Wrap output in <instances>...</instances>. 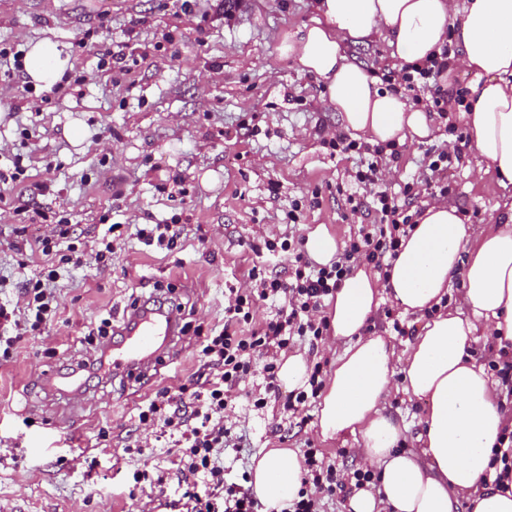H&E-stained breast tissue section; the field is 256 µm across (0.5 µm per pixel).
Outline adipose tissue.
<instances>
[{"label":"adipose tissue","instance_id":"obj_1","mask_svg":"<svg viewBox=\"0 0 512 512\" xmlns=\"http://www.w3.org/2000/svg\"><path fill=\"white\" fill-rule=\"evenodd\" d=\"M383 39L392 57L418 62L455 40L459 62L474 74L460 117L470 150L499 182L512 183V0H317L310 24L285 36L280 50L324 81L345 130L378 144L424 138L427 112L401 94L379 89L348 46ZM68 66L56 44H31L23 70L35 85L59 83ZM461 275L456 308L443 309L453 275ZM402 313L432 310L409 344L402 369L396 352L372 330L383 300ZM329 328L345 348L321 393L323 440L353 437L374 481L355 490L348 512H512V487L498 488L495 458L508 422L483 365L470 353L479 327L512 342V204L490 224L466 223L459 209L429 203L387 275L363 266L328 301ZM406 394L423 400L417 450L405 449L408 426L383 406L395 374ZM249 484L267 506L297 499L302 467L293 451L271 448L255 459Z\"/></svg>","mask_w":512,"mask_h":512}]
</instances>
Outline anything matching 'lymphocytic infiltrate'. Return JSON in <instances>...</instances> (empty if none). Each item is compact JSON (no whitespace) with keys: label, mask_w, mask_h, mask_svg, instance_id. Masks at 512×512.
<instances>
[{"label":"lymphocytic infiltrate","mask_w":512,"mask_h":512,"mask_svg":"<svg viewBox=\"0 0 512 512\" xmlns=\"http://www.w3.org/2000/svg\"><path fill=\"white\" fill-rule=\"evenodd\" d=\"M452 52L451 45H442L422 61L387 72L384 79L404 91L426 93L427 110L446 118L448 135L462 143L466 134L449 122L447 115L465 104L466 92L460 88L448 91L441 83L453 62ZM328 146L335 153L360 156L355 179L373 186L369 207L379 214L380 221L361 225L357 237L350 240L336 260L323 266L312 264L303 252L294 251L290 238L285 236H260L249 242V249L257 254L273 258L293 254L287 279L267 274L257 265L249 269V287L230 291L222 329L199 339V356L206 369L203 378L181 385L175 392L158 390L138 413L141 425L157 426L169 434L173 446L180 451L182 475L203 479L209 486L207 493H192L186 501L170 502L171 512H269L242 481L230 482L225 478L227 467L222 455L227 449H239L241 443L240 437L234 436L226 425L228 410L242 397L251 400L255 408L264 407L268 393L278 390L279 352L297 338L313 343L320 340L328 328L321 314L325 299L336 293L358 263L371 264L380 272L389 268L400 252L403 237L415 226L409 212L412 201L418 197L414 182H406L397 196L379 185V160L384 156L398 159L396 143L370 149L339 134L329 139ZM69 235V229L62 227L56 238L34 239V247L49 256L51 264L38 277L23 281L24 328L6 338L7 348H14L25 333L41 330L55 314V288L60 272L79 266L83 258L77 247L69 243ZM59 239L66 241V248H56ZM262 301L277 303L278 308L272 318L258 324L254 314ZM257 372L263 375L264 392L245 391L244 379ZM350 478L360 488L373 482L374 474L357 469L351 476H341L335 466L318 458L316 449H306L299 498L281 512H320L321 495H335Z\"/></svg>","instance_id":"f902f5d3"}]
</instances>
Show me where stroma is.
<instances>
[{
	"mask_svg": "<svg viewBox=\"0 0 512 512\" xmlns=\"http://www.w3.org/2000/svg\"><path fill=\"white\" fill-rule=\"evenodd\" d=\"M314 14L313 0H0V48L24 51L48 38L71 63L67 80L50 89L32 88L20 72L0 75V171L17 157L24 168L18 183L0 186L5 289L14 293L40 271V254L22 245L55 225H69L88 254L60 280L51 326L0 359V512H169L166 500L187 489L179 458L157 447L137 411L158 389L201 373L195 332L223 325L227 289L246 287L244 272L257 261L248 242L288 233L304 239L323 224L342 243L377 223L374 212L352 211L347 201L365 194L353 181L355 158L323 145L343 131L323 82L279 51L284 33ZM118 52L127 65L112 62ZM76 119L89 129L77 146L65 136ZM446 145L444 122L435 119L429 138L404 141L383 186L395 191L412 177L420 202L431 201L423 152ZM477 169L463 149L445 200L491 221L507 190ZM296 203L301 219L292 227L286 215ZM175 218L184 232L173 251L133 235L135 225ZM113 224L121 236L111 266L101 269L89 254ZM157 283L172 286L188 326L165 364L138 382L90 378L76 410L38 394L43 373L95 355L87 321L118 319ZM396 318L406 335L393 331ZM424 322L388 301L375 317L399 354ZM288 394L283 386L264 408L242 401L230 413L249 440L241 459L314 447L338 470L360 468L354 439L323 441L317 404L288 412ZM137 440L147 442L145 454L125 453ZM137 470L164 473V489L135 483Z\"/></svg>",
	"mask_w": 512,
	"mask_h": 512,
	"instance_id": "stroma-1",
	"label": "stroma"
}]
</instances>
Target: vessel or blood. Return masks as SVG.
Returning a JSON list of instances; mask_svg holds the SVG:
<instances>
[{
	"label": "vessel or blood",
	"mask_w": 512,
	"mask_h": 512,
	"mask_svg": "<svg viewBox=\"0 0 512 512\" xmlns=\"http://www.w3.org/2000/svg\"><path fill=\"white\" fill-rule=\"evenodd\" d=\"M177 317L173 311L136 308L122 318L123 338L112 346L107 357L114 375L138 377L149 364L159 363L168 341L176 335ZM85 381L78 370H53L39 379L42 393H63L80 398Z\"/></svg>",
	"instance_id": "b4317fda"
}]
</instances>
